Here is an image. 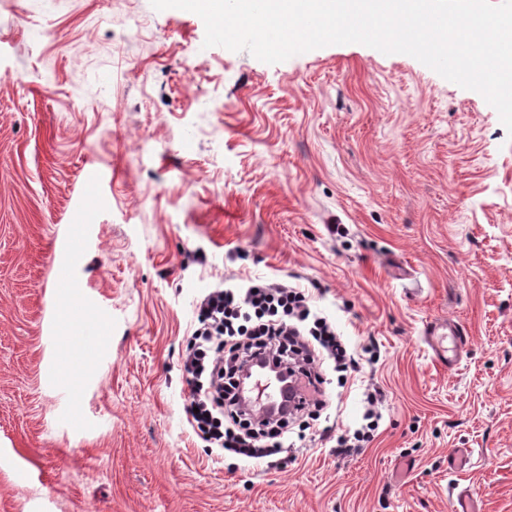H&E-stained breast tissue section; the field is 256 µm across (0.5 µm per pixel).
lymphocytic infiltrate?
I'll return each mask as SVG.
<instances>
[{
	"instance_id": "obj_1",
	"label": "lymphocytic infiltrate",
	"mask_w": 512,
	"mask_h": 512,
	"mask_svg": "<svg viewBox=\"0 0 512 512\" xmlns=\"http://www.w3.org/2000/svg\"><path fill=\"white\" fill-rule=\"evenodd\" d=\"M198 322L183 358L190 387L187 422L205 441L248 459L280 454L288 420H256L255 410L240 401L244 367L261 360L267 368L299 373L318 359L339 373L359 366L355 350L332 320L314 311L305 291L283 282L211 291L200 302ZM364 402L360 427L338 436V453L374 440L382 417L381 391H366Z\"/></svg>"
}]
</instances>
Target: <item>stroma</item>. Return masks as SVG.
Segmentation results:
<instances>
[{
	"instance_id": "35a3bbf8",
	"label": "stroma",
	"mask_w": 512,
	"mask_h": 512,
	"mask_svg": "<svg viewBox=\"0 0 512 512\" xmlns=\"http://www.w3.org/2000/svg\"><path fill=\"white\" fill-rule=\"evenodd\" d=\"M150 0H0V512H512V137L405 54L267 64ZM99 191L74 284L55 262ZM284 280L376 344L305 445L256 464L189 426L211 289ZM76 306L104 349L65 337ZM461 325L444 368L431 322ZM375 439L341 456L363 392Z\"/></svg>"
}]
</instances>
